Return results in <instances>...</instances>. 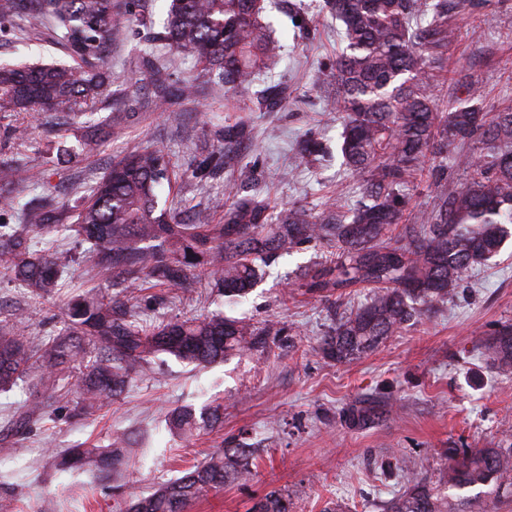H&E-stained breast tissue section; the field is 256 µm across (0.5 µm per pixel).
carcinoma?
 <instances>
[{"label": "carcinoma", "mask_w": 512, "mask_h": 512, "mask_svg": "<svg viewBox=\"0 0 512 512\" xmlns=\"http://www.w3.org/2000/svg\"><path fill=\"white\" fill-rule=\"evenodd\" d=\"M261 0H172L162 38L169 48L184 50L217 72L229 91L247 88L254 71L275 64L278 40L260 19ZM341 23L345 50L328 75L335 92L330 110L343 122L340 152L345 172L362 186L366 201L352 216L330 206L319 216L290 208L269 227L270 205L242 199L224 206V223L201 215L185 224L159 207L157 188L169 180L161 150L145 148L112 166L93 185L75 224L64 230L90 244L89 255L107 257L115 265L136 267L158 284L179 286L187 280L185 252L206 257L229 299L253 288L265 263L281 251L311 241L336 247L334 265L306 276L311 294L331 297L344 288L370 287L369 301L336 324L324 337V354L337 364L349 363L376 348L387 337L416 320L433 304L448 299L463 276L482 265L512 234V108L489 117L474 102L482 100L471 85L469 105L443 113L435 109L425 39L452 37L448 0H326ZM24 12L45 17L80 57L73 66H0V113L59 109L69 116L89 114L106 91L100 56L103 42L119 33L115 0H0V20ZM259 109L283 107L284 91L272 84L256 93ZM245 123L224 127L226 147L246 138ZM479 140L492 146L476 157L471 180L448 186L443 159L455 142ZM433 166L425 169L427 160ZM18 164L0 163V196L17 183ZM428 172L438 188L433 206L406 226L403 239L389 233L404 221L405 197L398 187ZM21 228L0 225V277L20 282L35 294L57 287L60 257L33 249V241L51 228V216L35 200L22 208ZM61 335L39 347L6 324H0V388L12 385L32 367L40 384L54 389L57 376L81 363L73 383L80 410L94 413L112 404L130 380V367L150 363L159 353L205 366L253 350L280 329L272 323L254 333L222 314L151 326L125 310L116 314L112 296L82 298L67 309ZM487 351L496 369L512 373V325L495 332ZM37 401L17 413L20 425L44 417ZM220 408L196 417L175 411L181 430L213 426ZM125 436L108 448H69L56 455L68 469L88 465L104 474L126 463ZM250 448H225L206 456L185 473L135 496L127 512H186L189 505L224 483L247 481L252 475ZM512 483V448H474L459 454L449 449L443 487H433L411 472L403 492L388 512H453L448 490L476 486L489 491ZM250 512H288V498L271 492Z\"/></svg>", "instance_id": "1"}]
</instances>
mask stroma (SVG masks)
Wrapping results in <instances>:
<instances>
[{
  "label": "stroma",
  "instance_id": "35a3bbf8",
  "mask_svg": "<svg viewBox=\"0 0 512 512\" xmlns=\"http://www.w3.org/2000/svg\"><path fill=\"white\" fill-rule=\"evenodd\" d=\"M451 45L430 50L438 111L465 102L467 88L484 89L482 111L512 107V0H452ZM123 34L105 42L101 55L107 91L85 122L59 123L60 113L0 114V160L21 158L42 172V184L16 186L17 202L0 204V224H17L20 206L33 196L51 197L62 231L50 234L65 268L57 294L38 297L17 282L0 280V319L23 329L38 344L62 333L64 305L106 290L124 300L139 319L175 322L214 312L260 330L278 322L279 335L263 348L230 355L205 367L160 354L136 368L128 387L109 410L80 413L68 391L70 372L59 376L47 418L30 428L15 425L12 412L43 394L35 375L0 390V496L19 512H114L118 498L150 491L179 476L208 454L247 446L255 451L253 477L228 482L192 503L188 512H248L254 499L276 489L291 512H385L404 490L411 469L437 482L452 448L512 445V374H500L485 341L512 324V238L484 265L475 267L455 295L437 304L359 359L338 364L320 344L339 317L363 305L369 289H347L323 299L305 294L304 273L329 262L334 249L323 242L300 245L261 268V278L237 302H227L204 278V257L192 260L195 278L180 289L155 284L140 272L108 269L86 258L68 232L88 188L113 164L146 147L161 149L170 162L160 198L184 220L198 213L224 220L229 196L269 198L270 215L291 206L311 215L336 202L350 210L362 198L348 178L336 147L342 126L325 103L331 94L329 66L343 43L325 0H265L263 23L281 45L276 65L262 70L251 89L225 91L188 52L167 50L161 32L170 0H120ZM49 21L35 14L0 22V63L76 64ZM280 84L286 103L278 112L256 106L255 93ZM195 92L184 97L186 84ZM167 99V110L157 107ZM125 113L121 125L112 115ZM247 120L249 136L222 168L205 161L224 149L225 125ZM28 128L26 138L17 131ZM313 134L327 155L302 160L298 145ZM222 406L219 424L185 437L170 421L175 409ZM370 412L363 425L351 411ZM128 438L132 455L109 481L85 469L61 470L50 448H104L115 434Z\"/></svg>",
  "mask_w": 512,
  "mask_h": 512
}]
</instances>
